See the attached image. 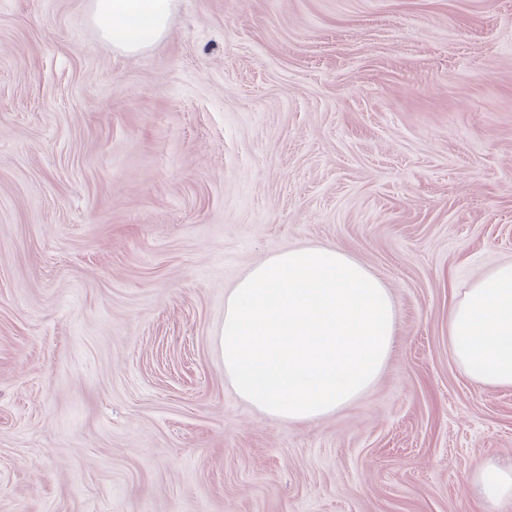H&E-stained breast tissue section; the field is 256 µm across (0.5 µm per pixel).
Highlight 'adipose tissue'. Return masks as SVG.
<instances>
[{
  "instance_id": "ef3b65f1",
  "label": "adipose tissue",
  "mask_w": 512,
  "mask_h": 512,
  "mask_svg": "<svg viewBox=\"0 0 512 512\" xmlns=\"http://www.w3.org/2000/svg\"><path fill=\"white\" fill-rule=\"evenodd\" d=\"M173 0H93L101 36L127 53L165 34ZM456 363L475 381L512 389V262L466 288L448 320ZM395 341V304L346 252L306 246L275 253L224 300V377L262 414L308 422L348 407L382 376ZM470 484L486 512L512 504V463L482 460Z\"/></svg>"
}]
</instances>
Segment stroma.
Returning <instances> with one entry per match:
<instances>
[{
	"instance_id": "35a3bbf8",
	"label": "stroma",
	"mask_w": 512,
	"mask_h": 512,
	"mask_svg": "<svg viewBox=\"0 0 512 512\" xmlns=\"http://www.w3.org/2000/svg\"><path fill=\"white\" fill-rule=\"evenodd\" d=\"M389 289L377 384L309 423L224 378V298L288 248ZM512 261V0H0V512H484L512 389L455 363ZM172 5L173 0H93L91 19L113 47L137 53L163 37Z\"/></svg>"
}]
</instances>
